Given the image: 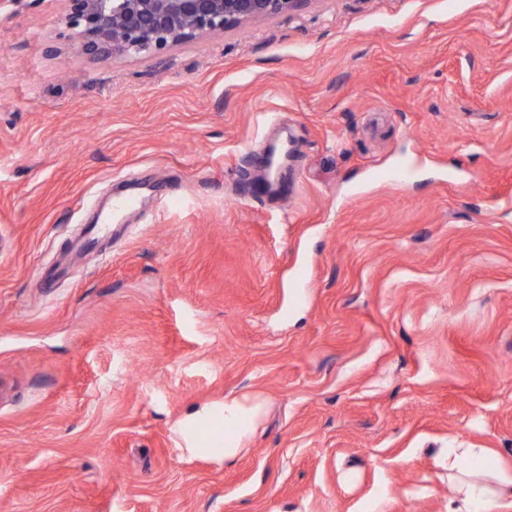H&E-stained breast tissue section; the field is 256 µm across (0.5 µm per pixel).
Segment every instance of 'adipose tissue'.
I'll return each mask as SVG.
<instances>
[{"label": "adipose tissue", "mask_w": 512, "mask_h": 512, "mask_svg": "<svg viewBox=\"0 0 512 512\" xmlns=\"http://www.w3.org/2000/svg\"><path fill=\"white\" fill-rule=\"evenodd\" d=\"M262 409L261 399L248 395L193 408L179 428L187 453L227 463L237 460L243 454L245 439L260 420ZM215 419L222 421L223 433L201 438L200 427ZM448 469L455 489L448 512H498L502 492L512 488V472L499 468L480 450L449 449Z\"/></svg>", "instance_id": "1"}]
</instances>
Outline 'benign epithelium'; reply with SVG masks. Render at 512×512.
Returning <instances> with one entry per match:
<instances>
[{
  "mask_svg": "<svg viewBox=\"0 0 512 512\" xmlns=\"http://www.w3.org/2000/svg\"><path fill=\"white\" fill-rule=\"evenodd\" d=\"M81 51L153 56L200 36L255 24L311 0H68Z\"/></svg>",
  "mask_w": 512,
  "mask_h": 512,
  "instance_id": "benign-epithelium-1",
  "label": "benign epithelium"
}]
</instances>
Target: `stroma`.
Masks as SVG:
<instances>
[{
    "instance_id": "1",
    "label": "stroma",
    "mask_w": 512,
    "mask_h": 512,
    "mask_svg": "<svg viewBox=\"0 0 512 512\" xmlns=\"http://www.w3.org/2000/svg\"><path fill=\"white\" fill-rule=\"evenodd\" d=\"M1 382L0 512H448L447 448L512 469V0L149 59L0 10ZM245 394L235 464L183 450ZM262 409L261 399L248 395L224 397L221 403L193 408L179 428L186 447L183 449L191 456L224 460V465L237 460L246 449L242 448L244 440L258 424ZM215 419H220L224 424V433L209 436L204 441L198 429ZM203 432L207 435L210 425H205Z\"/></svg>"
}]
</instances>
